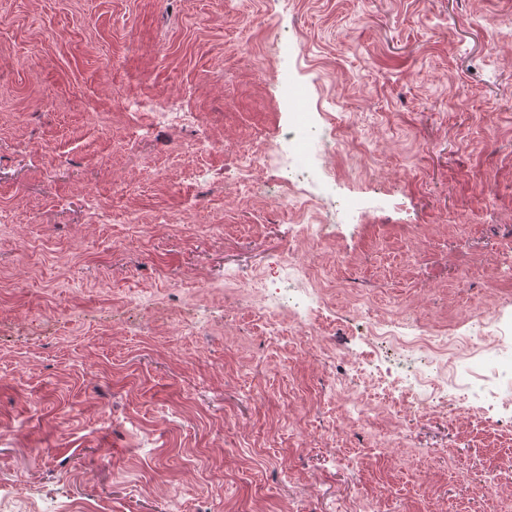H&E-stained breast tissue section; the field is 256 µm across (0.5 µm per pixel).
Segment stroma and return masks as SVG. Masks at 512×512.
Listing matches in <instances>:
<instances>
[{
    "label": "stroma",
    "instance_id": "obj_1",
    "mask_svg": "<svg viewBox=\"0 0 512 512\" xmlns=\"http://www.w3.org/2000/svg\"><path fill=\"white\" fill-rule=\"evenodd\" d=\"M287 83L349 144H307L290 213L246 161L287 150ZM0 213V512H512V425L368 388L449 374L413 325L512 329V0H0ZM295 224L329 231L302 281ZM268 274L335 327L271 325ZM402 313L403 344L362 329ZM131 107H135L137 111L148 112L150 119L158 124L173 125L180 122L189 120L198 121V114L192 112H178L177 108L171 105H158V104H134Z\"/></svg>",
    "mask_w": 512,
    "mask_h": 512
}]
</instances>
